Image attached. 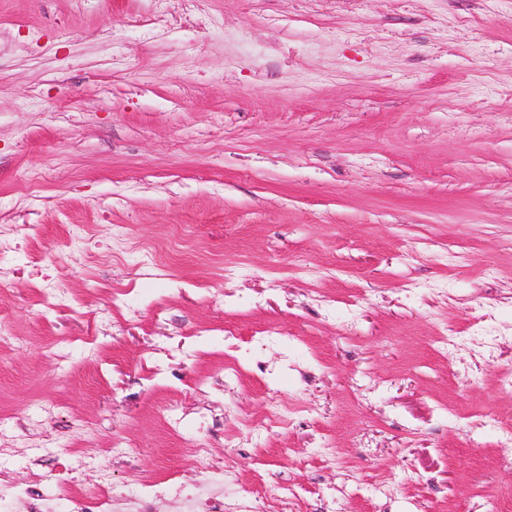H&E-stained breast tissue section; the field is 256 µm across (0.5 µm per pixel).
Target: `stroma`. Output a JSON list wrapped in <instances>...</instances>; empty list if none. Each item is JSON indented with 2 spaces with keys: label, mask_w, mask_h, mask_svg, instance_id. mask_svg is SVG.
<instances>
[{
  "label": "stroma",
  "mask_w": 512,
  "mask_h": 512,
  "mask_svg": "<svg viewBox=\"0 0 512 512\" xmlns=\"http://www.w3.org/2000/svg\"><path fill=\"white\" fill-rule=\"evenodd\" d=\"M1 225L25 343L0 351V512L104 478L157 480L147 512H243L256 478L264 512L512 487L488 424L512 412V0H0ZM271 396L287 426L245 427ZM184 509L186 512H223L224 498L215 492L186 497Z\"/></svg>",
  "instance_id": "stroma-1"
}]
</instances>
